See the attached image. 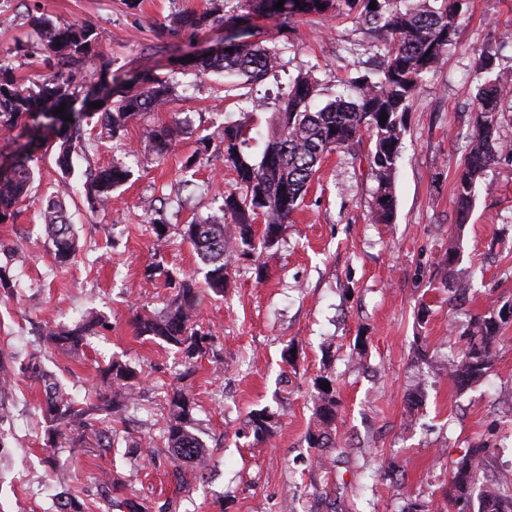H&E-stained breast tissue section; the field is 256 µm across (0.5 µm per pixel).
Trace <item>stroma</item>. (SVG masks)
<instances>
[{"label": "stroma", "instance_id": "1", "mask_svg": "<svg viewBox=\"0 0 512 512\" xmlns=\"http://www.w3.org/2000/svg\"><path fill=\"white\" fill-rule=\"evenodd\" d=\"M209 7L210 0H0V61L26 84L47 74L46 53L28 25L37 11L58 24L96 28L95 51L110 61L112 75L166 74L170 50L203 53L223 40L221 24L193 34L168 31L175 13ZM254 23L286 49L284 70L254 87L266 99L263 109L225 100L223 75L179 73L168 106L142 113L120 137H101L97 123H89L71 176L62 175L55 150L34 155V188L0 223V265L12 279L10 288L0 287V354L20 362L40 356L78 398L101 386L100 367L116 357L141 371L147 390L127 441L103 460L75 458L46 446L42 391L16 376L0 393V512H53L54 462L89 495L94 512H116L94 481L104 467L122 481L124 495L149 496L154 512H165L170 499L177 512H454L451 471L476 445L487 448V478L512 479V318L480 380L462 387L451 377L472 321L512 305V158L477 184L463 225L455 191L476 127L471 102L480 49L492 46L496 72L512 76V0H465L456 38L442 64L424 75L404 117L394 223L378 222L372 209L377 182L368 144L328 154L278 243L235 262L223 295L201 301L196 321L213 341L193 380L195 432L211 460L204 478L178 489L161 454L159 420L181 356L138 335L135 318L164 309L173 295L167 273L203 279L206 268L181 227L222 219L220 195L237 180L214 147L197 165L194 187L180 185L181 166L199 137L217 136L227 121L248 124L247 152L260 159L278 98L298 74L318 79L322 104L346 93L350 77L376 72L382 62L346 15L299 17L284 36L276 20ZM19 40L28 53L16 51ZM175 120L186 133L157 156L147 134ZM116 159L133 177L113 191L107 208L91 207L87 177ZM64 185L79 253L60 268L41 212ZM154 218L166 224L165 238L154 234ZM89 312L107 327L82 355L39 342V325L67 326ZM326 377L336 422L331 460L323 464L306 436ZM261 409L277 418L264 441L245 430L250 413ZM145 436L160 454L131 464L127 446Z\"/></svg>", "mask_w": 512, "mask_h": 512}]
</instances>
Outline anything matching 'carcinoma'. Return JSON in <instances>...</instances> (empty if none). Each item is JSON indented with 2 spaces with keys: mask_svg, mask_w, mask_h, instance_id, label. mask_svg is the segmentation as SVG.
<instances>
[{
  "mask_svg": "<svg viewBox=\"0 0 512 512\" xmlns=\"http://www.w3.org/2000/svg\"><path fill=\"white\" fill-rule=\"evenodd\" d=\"M248 0L253 14L278 19L286 31L294 18L320 15L333 7V0ZM375 8H369L370 3ZM349 15L359 29L367 31L385 51L382 71L372 77L364 74L348 80L353 96L339 95L321 107L313 105L318 94V80L307 73L294 79L276 114L275 129L268 137L260 161H252L244 152L250 129L242 122L224 124L220 132L224 163L238 177L239 191L222 195V220L193 221L183 228V238L196 250L206 267L205 284L215 293L224 290V281L237 250L249 253L261 246L270 248L279 241L283 225L299 208L311 183L319 172L326 155L334 151L351 152L368 133L373 148L367 155L368 164L377 181L373 205L381 221L392 223L395 196L392 174L399 155L404 132L403 114L408 111L423 75L435 69L443 59L444 49L458 32L456 6L463 0H346ZM242 16L223 12L222 4L200 14L184 12L172 19L175 31H198L216 22L236 28ZM29 24L39 35L53 72L43 81L27 86L14 79L10 70L0 63V132L11 134L27 122L44 117L55 125L57 164L62 174H69L73 153L85 148L84 122L98 117L97 123L113 137L124 130L128 121L143 112L167 105L174 91L170 77L146 75L129 87L114 91L112 106L93 112H63L53 114L61 104L76 101V63L95 56L93 45L99 33L90 26L55 24L44 16L31 15ZM244 31L228 41L225 48L210 55H197L195 60L175 57L180 70L196 75L222 72L236 76L241 82L231 86L236 90L263 80L273 69L283 65L281 52ZM508 93L499 78L486 79L478 87L473 100L477 113V129L468 145V152L456 184L459 221L465 222L475 188L486 171L502 156L512 155V147L497 135L501 112L499 104ZM72 120H66V117ZM385 121H380V117ZM182 134V125L175 121L149 133L153 150L159 155L175 145ZM32 155L17 154L11 165L0 169V223L15 214V207L28 195L36 176L30 166ZM132 178L124 165L100 170L88 185L90 200L104 205L112 191ZM263 219L265 229L259 243H254L252 224ZM43 231L52 244L56 266L65 268L77 258V234L69 224L65 204L56 196L41 212ZM168 284L175 294L161 313L136 315L138 333L150 336L177 348L183 358L184 371L179 380L195 372V359L206 353L212 337L196 328V309L202 299V289L195 278L168 275ZM105 322L96 316H83L65 327L48 323L37 327V335L57 351L76 354L83 350L88 338L100 335ZM501 322L493 316L475 320L469 330L470 342L462 357L452 367V375L460 385L483 377L492 366L493 350ZM27 377L39 384L44 394L43 417L48 445L58 441L70 448L73 455L86 448L103 451L115 447L120 430L112 423L126 424L138 407L142 378L129 364L111 358L101 369L104 392L95 394L93 401H79L63 392L52 375L36 357L22 366ZM196 402L187 385L172 388L167 396L163 416V437L171 465L178 471L185 463L193 466L191 475L203 476L208 468L209 449L193 432V411ZM318 426L309 432L310 448L332 447L330 426L336 419V399L333 391L318 389L315 399ZM274 415L266 410L254 412L247 421L257 440L271 434ZM487 449L472 448L452 472L451 487L458 512H467L471 489L480 481ZM57 486L55 512H92L83 495L72 490L69 476L63 468H55ZM478 512H512V482L502 481L481 490Z\"/></svg>",
  "mask_w": 512,
  "mask_h": 512,
  "instance_id": "obj_1",
  "label": "carcinoma"
}]
</instances>
